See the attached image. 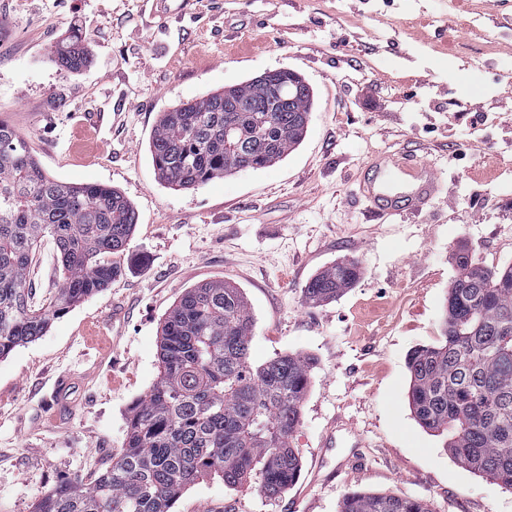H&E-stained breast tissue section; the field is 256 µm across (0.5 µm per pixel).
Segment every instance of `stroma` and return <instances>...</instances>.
Wrapping results in <instances>:
<instances>
[{
	"label": "stroma",
	"instance_id": "stroma-1",
	"mask_svg": "<svg viewBox=\"0 0 512 512\" xmlns=\"http://www.w3.org/2000/svg\"><path fill=\"white\" fill-rule=\"evenodd\" d=\"M72 31L92 55L78 74L51 54ZM280 68L314 94L288 157L190 190L160 182L161 112ZM0 118L51 177L112 186L139 216L110 288L0 358V512H33L55 482L122 452L159 375L163 317L211 280L245 293L254 362L315 360L291 440L301 471L275 498L210 477L174 512H338L353 491L512 512V488L416 421L407 370L414 349L443 340L455 249L512 264V0H168L154 17L146 0H0ZM380 154L432 161L441 192L418 214L371 215L357 191ZM342 259L358 282L308 304L307 280ZM62 279L42 239L36 302Z\"/></svg>",
	"mask_w": 512,
	"mask_h": 512
}]
</instances>
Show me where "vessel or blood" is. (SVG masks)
Listing matches in <instances>:
<instances>
[{
	"mask_svg": "<svg viewBox=\"0 0 512 512\" xmlns=\"http://www.w3.org/2000/svg\"><path fill=\"white\" fill-rule=\"evenodd\" d=\"M439 190L437 170L430 163L399 164L385 155L372 160L370 171L359 187L361 196L381 217L421 211Z\"/></svg>",
	"mask_w": 512,
	"mask_h": 512,
	"instance_id": "vessel-or-blood-1",
	"label": "vessel or blood"
}]
</instances>
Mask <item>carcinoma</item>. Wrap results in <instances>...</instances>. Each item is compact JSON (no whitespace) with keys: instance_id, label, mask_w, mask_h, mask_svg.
<instances>
[{"instance_id":"carcinoma-1","label":"carcinoma","mask_w":512,"mask_h":512,"mask_svg":"<svg viewBox=\"0 0 512 512\" xmlns=\"http://www.w3.org/2000/svg\"><path fill=\"white\" fill-rule=\"evenodd\" d=\"M52 58L68 74L89 64L76 34L57 42ZM234 94L211 93L161 113L149 152L163 184L189 190L260 170L301 143L313 92L296 72L271 71L264 84L249 80ZM136 224V209L119 190L51 178L0 118V358L105 291L119 275L110 257L127 249ZM45 237L65 276L37 308L28 273ZM456 266L443 342L418 347L407 360L410 405L421 426L445 436L455 460L512 488V264L490 271L460 249ZM359 277L357 262H335L307 281L305 300H331ZM253 326L241 289L223 281L188 289L165 314L158 379L129 417L123 451L91 479L56 482L33 512H172L188 487L215 475L234 487L255 480L270 497L285 493L301 470L290 440L314 360L282 353L254 363ZM339 512L432 510L356 491Z\"/></svg>"}]
</instances>
